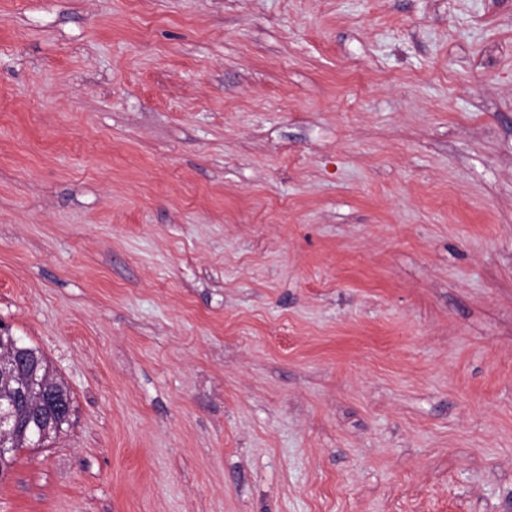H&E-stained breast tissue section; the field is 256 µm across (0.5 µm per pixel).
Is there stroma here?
<instances>
[{
  "mask_svg": "<svg viewBox=\"0 0 512 512\" xmlns=\"http://www.w3.org/2000/svg\"><path fill=\"white\" fill-rule=\"evenodd\" d=\"M1 323L0 512H512V0H0ZM0 329V376L2 379L7 374L13 376L17 383L13 399L12 391L0 380V401L6 403L13 399L8 405L0 403V463L3 467L4 462L7 461L6 455L12 452L13 449L8 445L10 436L13 435L18 425L15 405L19 402L27 403L32 400H38L43 404L46 398L42 392L30 385L29 378L18 367L17 360L23 354L24 349L14 338L11 339L8 346H5L2 331L5 332L7 329L3 325ZM34 351L36 353V359L31 366V374L37 381L38 387L42 388L46 395L61 400L68 406L64 411L54 417L50 423V428L47 431V425L44 424V436L46 437L51 431H54L52 433L56 434L60 429H62V426L67 423L71 410V398L67 388L61 382L57 381L56 378L51 376L45 359L38 353V351L35 349ZM18 415H20L23 425L18 428L14 440V450L24 448L31 442L33 432L37 430L35 425L38 424L43 416V407L41 404L36 405L34 403H29L19 408ZM25 423L28 424L27 429L25 427Z\"/></svg>",
  "mask_w": 512,
  "mask_h": 512,
  "instance_id": "1",
  "label": "stroma"
}]
</instances>
